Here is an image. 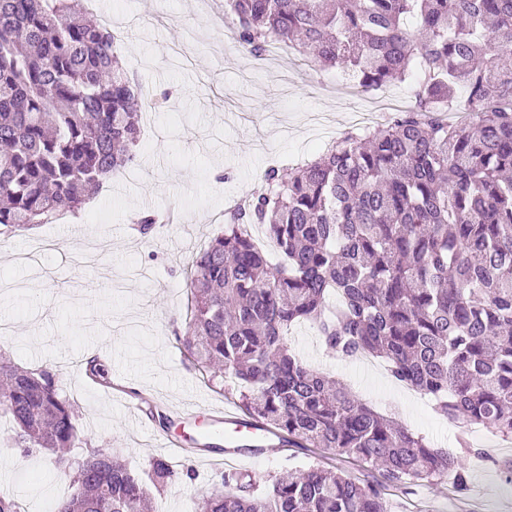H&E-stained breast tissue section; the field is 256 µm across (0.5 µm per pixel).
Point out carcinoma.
<instances>
[{"instance_id":"carcinoma-1","label":"carcinoma","mask_w":512,"mask_h":512,"mask_svg":"<svg viewBox=\"0 0 512 512\" xmlns=\"http://www.w3.org/2000/svg\"><path fill=\"white\" fill-rule=\"evenodd\" d=\"M85 12L84 0H0V235L77 213L133 160L141 88ZM226 18L254 57L285 43L366 92L409 79L412 104L264 172L192 260L183 350L284 446L331 450L393 485L465 488L461 457L308 367L286 336L312 321L330 352L381 359L437 413L512 437V0H229ZM158 223L143 213L136 230ZM0 414L22 451L74 472L55 512H143L148 485L175 474L162 457L145 473L101 451L72 460L70 399L50 371L2 353ZM222 484L203 512H388L381 484L315 465L262 490L241 472Z\"/></svg>"}]
</instances>
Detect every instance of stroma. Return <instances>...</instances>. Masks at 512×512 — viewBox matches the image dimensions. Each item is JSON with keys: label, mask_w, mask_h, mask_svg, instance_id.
Wrapping results in <instances>:
<instances>
[{"label": "stroma", "mask_w": 512, "mask_h": 512, "mask_svg": "<svg viewBox=\"0 0 512 512\" xmlns=\"http://www.w3.org/2000/svg\"><path fill=\"white\" fill-rule=\"evenodd\" d=\"M98 2L99 14H112L124 28L118 53L141 87L140 127L151 140L138 143L134 162L104 182L76 219L0 237L7 253L0 259V321L13 327L0 334V349L19 368L54 373L60 392L74 401L80 443L72 458L101 449L142 471L165 454L150 447L146 431L224 442L205 415L171 423L169 410L215 405L242 414L233 385L210 387L177 340L188 314L193 256L223 229L209 214L250 195L266 167L314 160L346 131L348 111L335 84L339 70L305 66L294 49L252 68V56L224 21V0ZM296 70L303 78L282 88L279 74ZM144 211H173L180 221L144 242L132 229ZM47 237L55 245L41 253L38 269L15 261ZM288 344L434 446L455 453L460 439L469 441L465 490L445 479L389 486V512H512V486L497 467L512 458L511 439L488 425L463 430L437 416L429 397L403 391L386 366L330 353L310 323L295 325ZM131 403L138 417L130 416ZM10 426L0 420V496L16 501L20 512H53L73 493V478L58 476L48 455H24L8 438ZM172 462L192 464L195 477L179 474L151 491L152 512H198L202 493L220 487L221 471L194 452ZM316 462L359 481L382 478L328 450L276 442L232 469L267 484Z\"/></svg>", "instance_id": "35a3bbf8"}]
</instances>
